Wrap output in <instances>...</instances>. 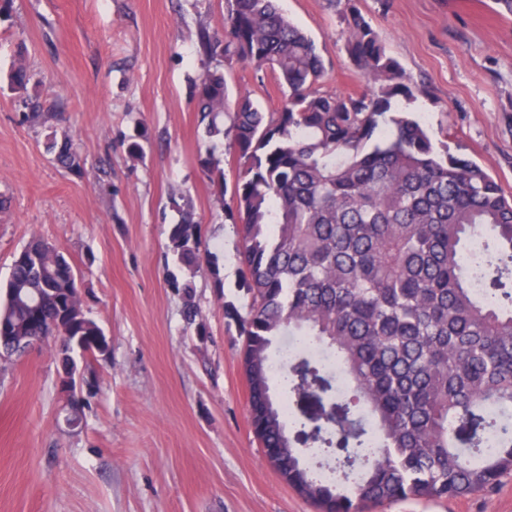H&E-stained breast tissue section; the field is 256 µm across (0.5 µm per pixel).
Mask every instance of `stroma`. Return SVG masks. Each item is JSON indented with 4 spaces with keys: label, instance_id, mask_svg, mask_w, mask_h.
I'll return each mask as SVG.
<instances>
[{
    "label": "stroma",
    "instance_id": "1",
    "mask_svg": "<svg viewBox=\"0 0 512 512\" xmlns=\"http://www.w3.org/2000/svg\"><path fill=\"white\" fill-rule=\"evenodd\" d=\"M315 42L317 88L366 87L330 0H281ZM415 88L400 105L439 151L470 159L512 194V17L494 0H358ZM225 0H11L0 20V284L38 234L70 259L86 310L111 339L89 360L84 422L69 432L54 343L0 362V512H314L266 461L248 414L247 313L240 237L198 157L209 146L192 102L206 60L200 35L223 33ZM33 79L11 90L17 45ZM230 97L279 111L272 77L227 71ZM63 121L22 122L23 96ZM75 138L82 171L58 167L52 131ZM143 134L144 156L125 141ZM189 205L217 274L195 278L207 327L183 319L168 284V226ZM386 512H512V474L484 494L398 502Z\"/></svg>",
    "mask_w": 512,
    "mask_h": 512
}]
</instances>
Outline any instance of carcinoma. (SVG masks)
I'll use <instances>...</instances> for the list:
<instances>
[{"instance_id":"1","label":"carcinoma","mask_w":512,"mask_h":512,"mask_svg":"<svg viewBox=\"0 0 512 512\" xmlns=\"http://www.w3.org/2000/svg\"><path fill=\"white\" fill-rule=\"evenodd\" d=\"M347 22L346 52L366 83L361 94L314 89L324 64L315 42L278 0H226L224 34L201 38L217 61L194 84L208 137L225 140L238 177L230 201L239 225L240 263L250 295L242 322V369L250 423L270 464L288 465V485L315 512H375L412 498L485 493L512 472V196L473 161L437 151L423 123L397 107L413 90L356 0H335ZM247 63L283 89L277 112L250 95L229 99L224 66ZM30 81L23 62L10 85ZM47 150L58 166L81 170L68 134ZM215 146L199 156L210 181L224 178ZM168 239L182 277L183 317L207 335L194 304L203 265L217 273L190 210L179 209ZM494 259L464 264L473 242ZM75 270L39 236L14 257L4 287V336H49L61 325L64 370L71 353L110 352L102 327L75 305ZM305 336L349 379L328 402L318 379L334 375L325 358L298 352L271 373L284 335ZM280 381L288 398L272 390ZM314 400L308 422L286 431L291 403ZM323 454L336 479L319 477L304 451Z\"/></svg>"}]
</instances>
